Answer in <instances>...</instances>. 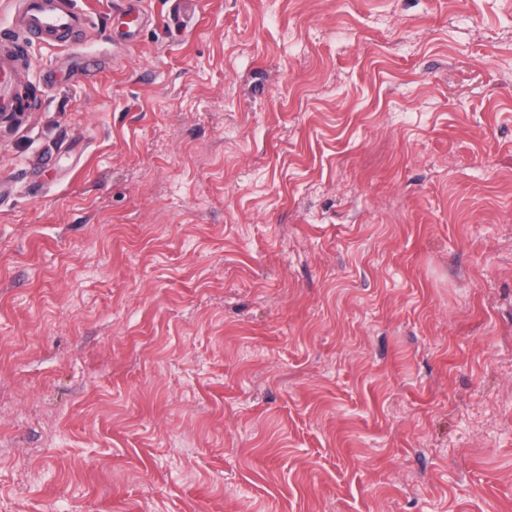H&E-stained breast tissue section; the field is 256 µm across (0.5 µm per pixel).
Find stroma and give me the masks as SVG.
<instances>
[{"instance_id":"1","label":"stroma","mask_w":512,"mask_h":512,"mask_svg":"<svg viewBox=\"0 0 512 512\" xmlns=\"http://www.w3.org/2000/svg\"><path fill=\"white\" fill-rule=\"evenodd\" d=\"M136 2L0 135V512H512V0Z\"/></svg>"}]
</instances>
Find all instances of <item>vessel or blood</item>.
<instances>
[{
  "label": "vessel or blood",
  "mask_w": 512,
  "mask_h": 512,
  "mask_svg": "<svg viewBox=\"0 0 512 512\" xmlns=\"http://www.w3.org/2000/svg\"><path fill=\"white\" fill-rule=\"evenodd\" d=\"M11 4L12 21L0 29V127L14 129L41 105L44 90L72 77L92 78L101 72L103 62L86 56L74 67L46 70L40 88H33V46L72 48L86 33L89 17L76 0H11Z\"/></svg>",
  "instance_id": "vessel-or-blood-1"
}]
</instances>
